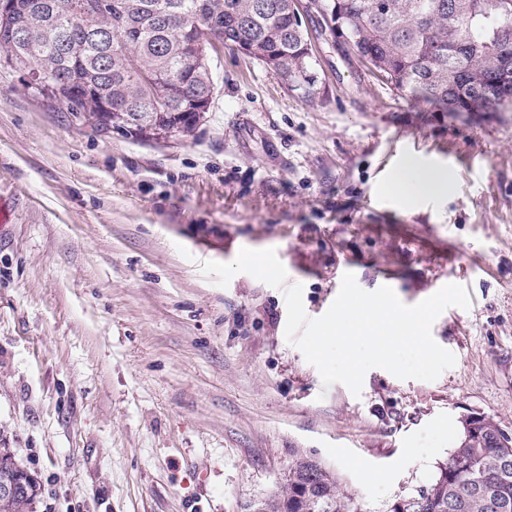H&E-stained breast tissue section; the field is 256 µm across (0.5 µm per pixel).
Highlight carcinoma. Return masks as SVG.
I'll return each instance as SVG.
<instances>
[{
    "mask_svg": "<svg viewBox=\"0 0 512 512\" xmlns=\"http://www.w3.org/2000/svg\"><path fill=\"white\" fill-rule=\"evenodd\" d=\"M0 15V70L42 69L28 86L78 118L98 115L112 100L126 111L182 125L194 101L215 89L208 58L184 57L185 25L201 33L217 19L256 47L249 59L274 57L288 85L308 96L318 76L304 23L290 0H13ZM388 87L436 112L512 111V0H313ZM512 505V446L495 430H460L448 460L417 491L402 496V512H496L484 494ZM244 512H368L344 492L320 461L299 456L288 464L274 494L252 499Z\"/></svg>",
    "mask_w": 512,
    "mask_h": 512,
    "instance_id": "obj_1",
    "label": "carcinoma"
}]
</instances>
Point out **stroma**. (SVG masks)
Here are the masks:
<instances>
[{
    "instance_id": "obj_1",
    "label": "stroma",
    "mask_w": 512,
    "mask_h": 512,
    "mask_svg": "<svg viewBox=\"0 0 512 512\" xmlns=\"http://www.w3.org/2000/svg\"><path fill=\"white\" fill-rule=\"evenodd\" d=\"M306 98L212 54L193 137L96 135L0 71V446L38 476L35 512H241L316 458L369 512L429 482L461 417L512 432V112H433L312 32ZM449 173L404 202L405 161ZM275 249L309 317L343 268L400 300L461 282L432 337L436 380L370 369L324 387L285 338L281 290L204 261Z\"/></svg>"
}]
</instances>
